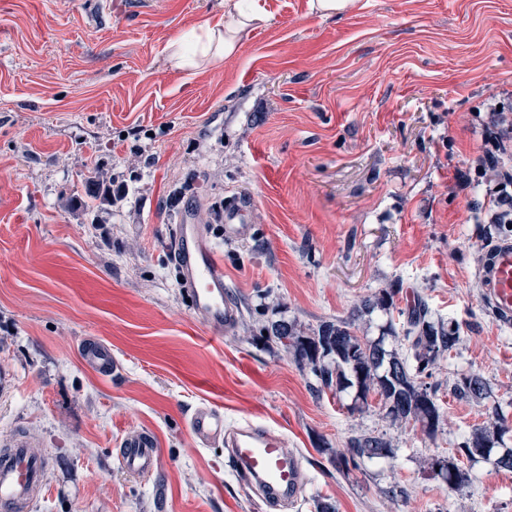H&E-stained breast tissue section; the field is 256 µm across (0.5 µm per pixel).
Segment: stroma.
<instances>
[{
    "instance_id": "1",
    "label": "stroma",
    "mask_w": 512,
    "mask_h": 512,
    "mask_svg": "<svg viewBox=\"0 0 512 512\" xmlns=\"http://www.w3.org/2000/svg\"><path fill=\"white\" fill-rule=\"evenodd\" d=\"M257 4L267 20L234 55L179 67L171 42L233 23L227 0H0V441L26 432L49 456L34 512H270L223 444L194 439L203 406L286 436L305 475L288 512H512V471L493 461L453 489L424 469L491 408L512 423V326L482 281L512 226L468 222L484 190L455 179L478 154L475 112L512 90V0H352L328 17L309 0ZM95 167L120 198L71 206ZM243 196L251 233L226 241L220 213ZM188 206L240 308L216 340L172 262ZM390 288L401 312L420 296L461 327L432 369L431 436L374 396L350 412L353 391L319 390L263 338L281 320H344L376 339L401 313L360 306ZM87 338L111 348V377L82 365ZM470 372L487 399L451 395ZM364 432L395 458L340 474L335 454ZM132 433L156 442L152 474L123 466Z\"/></svg>"
}]
</instances>
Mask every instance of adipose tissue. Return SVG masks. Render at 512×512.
I'll return each mask as SVG.
<instances>
[{
    "mask_svg": "<svg viewBox=\"0 0 512 512\" xmlns=\"http://www.w3.org/2000/svg\"><path fill=\"white\" fill-rule=\"evenodd\" d=\"M236 15L234 24H207L202 27L200 35L174 42L172 57L177 66L190 67L200 60L222 62L237 51L254 23L266 19L263 11L256 7L237 8Z\"/></svg>",
    "mask_w": 512,
    "mask_h": 512,
    "instance_id": "ef3b65f1",
    "label": "adipose tissue"
}]
</instances>
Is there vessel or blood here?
I'll return each mask as SVG.
<instances>
[{"label":"vessel or blood","mask_w":512,"mask_h":512,"mask_svg":"<svg viewBox=\"0 0 512 512\" xmlns=\"http://www.w3.org/2000/svg\"><path fill=\"white\" fill-rule=\"evenodd\" d=\"M250 207V202L242 199L225 205L221 216L225 239L239 240L249 235ZM173 235L180 285L192 308L204 316L213 337H223L236 323L239 308L228 294L224 268L204 227L186 209ZM484 278L486 302L502 324H511V242L500 243L491 250ZM82 361L100 375L112 373V351L100 342L93 340L84 345ZM190 430L199 443H224L237 476L268 501L288 504L298 500L302 476L298 461L282 436L250 422L225 426L223 413L210 408L195 411ZM121 455L132 474L153 471L158 462L156 445L144 433L126 439ZM45 475V459L26 440L18 439L11 447L0 448V512H31L35 502L46 494Z\"/></svg>","instance_id":"vessel-or-blood-1"}]
</instances>
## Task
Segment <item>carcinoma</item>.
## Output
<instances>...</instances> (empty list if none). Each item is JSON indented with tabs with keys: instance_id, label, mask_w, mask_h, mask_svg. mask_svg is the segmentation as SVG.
<instances>
[{
	"instance_id": "obj_1",
	"label": "carcinoma",
	"mask_w": 512,
	"mask_h": 512,
	"mask_svg": "<svg viewBox=\"0 0 512 512\" xmlns=\"http://www.w3.org/2000/svg\"><path fill=\"white\" fill-rule=\"evenodd\" d=\"M85 193L100 206L112 205V182L104 180L97 169L86 181ZM393 306L392 291L378 293L364 304L368 311L379 309L387 314ZM351 326L347 321L326 322L303 335L283 321L272 326L267 340L282 345L301 367L310 368L321 388L338 393L355 390L354 407L369 406V397L376 394L385 416L392 422H413L427 434H435L440 422L437 391L419 382V377L456 348L460 342L459 326L452 321H433L427 302L417 299L407 313L403 335L395 337L408 344L402 355L385 347L386 337L363 341L351 332ZM451 394L458 400H483L489 396L490 386L481 375L471 373L452 385ZM511 431L506 418L495 411L493 422L474 428L456 453L432 459L430 469L450 488L471 480L465 462L477 458L493 457L498 468L510 471L512 448H504L502 443ZM394 456L395 449L386 438L362 435L349 441L346 452L336 455V467L348 471L365 460H387Z\"/></svg>"
}]
</instances>
